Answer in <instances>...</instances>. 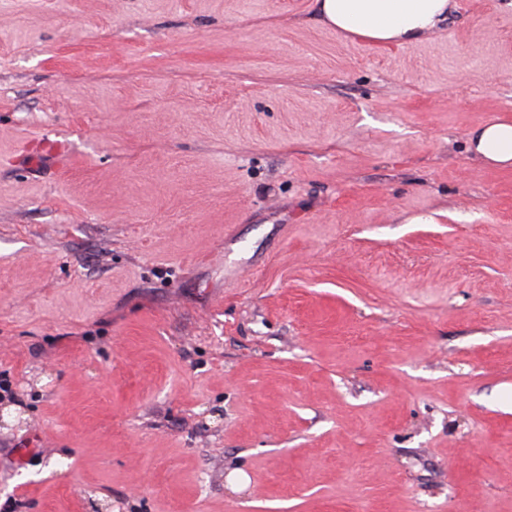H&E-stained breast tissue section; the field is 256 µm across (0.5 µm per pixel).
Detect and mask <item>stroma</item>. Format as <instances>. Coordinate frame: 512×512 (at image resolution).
<instances>
[{
  "mask_svg": "<svg viewBox=\"0 0 512 512\" xmlns=\"http://www.w3.org/2000/svg\"><path fill=\"white\" fill-rule=\"evenodd\" d=\"M512 0H0V512H512ZM456 0H316L322 24L376 46L413 45L443 28ZM469 151L486 165L512 166V122L491 120L469 136Z\"/></svg>",
  "mask_w": 512,
  "mask_h": 512,
  "instance_id": "35a3bbf8",
  "label": "stroma"
}]
</instances>
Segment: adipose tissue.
<instances>
[{"label":"adipose tissue","mask_w":512,"mask_h":512,"mask_svg":"<svg viewBox=\"0 0 512 512\" xmlns=\"http://www.w3.org/2000/svg\"><path fill=\"white\" fill-rule=\"evenodd\" d=\"M455 0H316L322 24L376 46L413 45L443 28ZM473 156L494 167L512 166V122L491 120L469 136Z\"/></svg>","instance_id":"obj_1"}]
</instances>
